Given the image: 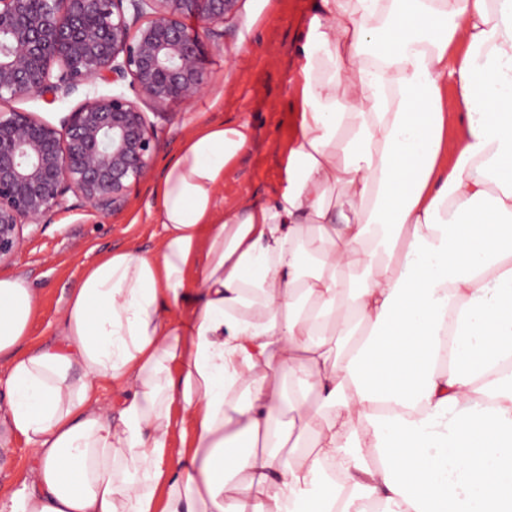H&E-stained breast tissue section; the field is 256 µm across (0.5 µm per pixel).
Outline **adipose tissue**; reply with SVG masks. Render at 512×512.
<instances>
[{
    "instance_id": "ef3b65f1",
    "label": "adipose tissue",
    "mask_w": 512,
    "mask_h": 512,
    "mask_svg": "<svg viewBox=\"0 0 512 512\" xmlns=\"http://www.w3.org/2000/svg\"><path fill=\"white\" fill-rule=\"evenodd\" d=\"M320 10L269 199L219 208L253 131L202 122L159 249L99 255L57 339L0 275V424L32 448L0 512H512V0Z\"/></svg>"
}]
</instances>
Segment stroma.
<instances>
[{
  "instance_id": "stroma-1",
  "label": "stroma",
  "mask_w": 512,
  "mask_h": 512,
  "mask_svg": "<svg viewBox=\"0 0 512 512\" xmlns=\"http://www.w3.org/2000/svg\"><path fill=\"white\" fill-rule=\"evenodd\" d=\"M318 0H239L224 22L219 44H207L209 86L189 105H173L156 118L160 152L149 175L134 186L126 208L107 217L84 204L55 213L50 222L23 229L24 243L0 272L20 277L32 289L40 317L34 341L54 339L65 296L85 266L99 254L127 244L158 249L161 227L153 214L156 186L165 162L196 123L248 122L254 140L225 178L224 205L239 206L266 197L281 183L288 143L295 126L290 110L298 51L317 13ZM31 448L23 439L0 438V488L9 489L26 469Z\"/></svg>"
}]
</instances>
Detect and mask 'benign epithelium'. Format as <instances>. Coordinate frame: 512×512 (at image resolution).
Returning <instances> with one entry per match:
<instances>
[{
  "mask_svg": "<svg viewBox=\"0 0 512 512\" xmlns=\"http://www.w3.org/2000/svg\"><path fill=\"white\" fill-rule=\"evenodd\" d=\"M237 2L0 0V264L22 247L24 226L69 208L70 193L101 216L126 207L159 151L144 107L204 93L202 36L221 38ZM97 79H127L134 96L88 92L59 128L10 106Z\"/></svg>",
  "mask_w": 512,
  "mask_h": 512,
  "instance_id": "7a95c632",
  "label": "benign epithelium"
}]
</instances>
